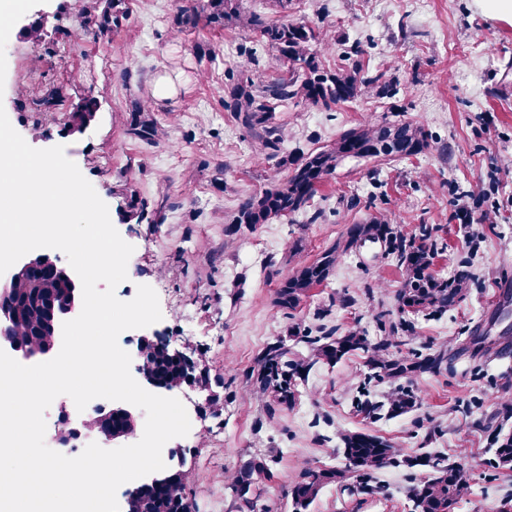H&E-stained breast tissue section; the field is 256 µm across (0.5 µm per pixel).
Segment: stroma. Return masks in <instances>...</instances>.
Masks as SVG:
<instances>
[{"label":"stroma","instance_id":"stroma-1","mask_svg":"<svg viewBox=\"0 0 512 512\" xmlns=\"http://www.w3.org/2000/svg\"><path fill=\"white\" fill-rule=\"evenodd\" d=\"M185 4L129 0L126 22L104 35L93 26L78 33L74 0L30 9L21 22L41 21L42 36L34 42L11 31L0 105L30 146H64L133 246L117 297L131 300L140 284L158 295L161 320L124 331L120 347L163 336L195 350L210 375L209 390L186 385L174 392L191 422L187 436L169 442L187 474L189 512H235L233 479L259 459L272 477L261 486L256 512H292L289 490L305 473L344 466L339 435L347 431L388 439L403 462L371 480L354 479L349 493L324 487L307 512H411L408 489L420 470L407 461L426 454L465 469L467 489L454 512H498L512 498V471L492 465L498 436L512 433V352L472 357L469 336L477 324L491 325L499 277L512 271V26L481 16L471 0H293L286 14L275 0H244L247 11L269 20L288 15L327 30L334 44L326 65L363 44L365 71L397 85L394 96L366 93L330 111L288 105L278 114L285 152L329 145L351 127L383 119L419 122L429 146L401 160L343 162L314 197L317 223L298 213L230 238L225 216L285 170L277 159L257 158L255 131L222 105L224 74L239 69L249 34L235 26L181 28ZM159 77L174 81L171 98L154 99ZM50 86L63 92L52 112L37 111L22 95ZM90 99V121L72 125L71 112ZM135 99L151 102L163 140L128 134ZM482 189L481 208L492 223H464L460 191ZM377 212L406 240L420 225L432 227L437 277L469 275L454 306L408 317L389 350L396 358L411 347L443 348L447 361L415 381V407L391 418L370 420L352 405L367 372L359 351L316 364L292 404L259 398L254 381L267 346L309 352L291 336L292 323L379 340L377 317L396 312L404 280L396 254L381 244L343 253L329 280L296 310L274 304L296 263L317 259L347 224ZM476 231L482 240L473 248L466 239Z\"/></svg>","mask_w":512,"mask_h":512}]
</instances>
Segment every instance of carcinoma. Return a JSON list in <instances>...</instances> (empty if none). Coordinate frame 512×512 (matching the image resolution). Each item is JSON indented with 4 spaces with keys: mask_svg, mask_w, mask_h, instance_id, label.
Instances as JSON below:
<instances>
[{
    "mask_svg": "<svg viewBox=\"0 0 512 512\" xmlns=\"http://www.w3.org/2000/svg\"><path fill=\"white\" fill-rule=\"evenodd\" d=\"M77 14L97 25L105 33L117 28L128 17L126 0H78ZM222 29L229 22H236L243 30L254 35L256 45L272 52L274 74L270 77L254 75L242 69L228 78L224 88V110L234 114L246 128L259 130L257 155L280 158L279 164L288 170L285 178L271 187L242 199L235 211L224 221L229 236L242 228H254L276 219L304 212L309 223L320 218L313 208V198L320 186L336 172L348 158L364 159L382 156L400 159L415 156L429 146L423 126L414 121L359 124L322 148L306 154L281 155L285 142L283 125L277 112L290 103L303 102L312 106L331 109L338 104L351 102L366 92L375 95H393L396 86L379 73L370 77L361 75L362 66L353 64L334 69L326 68L315 49V44L329 45L330 35L305 21L288 18L270 22L262 15L246 12L241 0H188L181 9L178 24L195 27L199 22ZM61 102L56 88L39 95L33 103L50 112ZM127 131L135 138L152 143L166 135L165 129L152 116L151 103L134 100L128 109ZM433 229L420 227L419 240L399 244V262L405 267L406 277L397 294L401 315H419L435 308L444 310L462 296L466 275L448 282L433 275L434 244L430 243ZM393 242L394 228L382 213L372 214L363 221L346 227L344 240L325 251L310 263H303L287 276L276 291L275 303L283 310H294L309 292L323 285L330 277L339 256L354 246L375 243L379 240ZM77 285L67 282L62 273L51 266H38L11 297L18 314L14 322L15 334L29 344V353H44L54 312L69 302ZM293 336H302L301 342L309 348L306 358H288V349L274 344L265 349L260 358V373L256 388L261 395L273 393L279 403L292 397V387L304 378L319 362L337 363L345 356L362 351L368 369L367 379L387 380L395 389L387 400L376 401L364 391L355 401L356 411L369 418L394 416L408 412L416 404V395L406 388L418 376L440 368L445 354L419 353L412 349L400 358L388 356L393 346L392 336H382L370 343L359 332L349 330L326 341L301 335L299 324L291 326ZM149 367L163 383H176L184 377L181 362L163 349L147 345ZM345 459L340 468H319L308 473L305 480L290 489L294 512H307L320 490L335 484L347 489L350 480L370 474L375 470L397 463L400 450L382 437L364 432H349L341 436ZM495 463L512 470V433L496 440ZM412 467L424 469L408 491L412 512H453L466 489L464 468L446 464L438 456H416L409 460ZM271 470L263 461H251L234 478V487L240 512H255L256 484L270 478ZM131 512H187L185 486L177 477L170 476L161 484L144 487L131 506Z\"/></svg>",
    "mask_w": 512,
    "mask_h": 512,
    "instance_id": "cac0c4a2",
    "label": "carcinoma"
}]
</instances>
